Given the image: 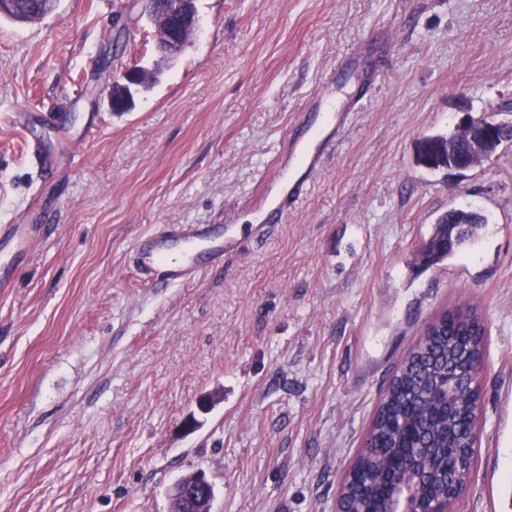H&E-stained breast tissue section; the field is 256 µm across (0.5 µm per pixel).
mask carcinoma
<instances>
[{"instance_id":"obj_1","label":"carcinoma","mask_w":512,"mask_h":512,"mask_svg":"<svg viewBox=\"0 0 512 512\" xmlns=\"http://www.w3.org/2000/svg\"><path fill=\"white\" fill-rule=\"evenodd\" d=\"M11 5V14L22 22L39 20L56 8L53 0H12ZM486 222L484 215L461 208L441 216L418 248L420 266L430 268L456 253L447 244L454 225H467L473 237ZM440 320L448 329L419 346L417 360L400 364L378 406L347 479L351 512H398L401 499L382 474L405 460L414 468L401 476L402 482L429 505L442 499L448 481L470 475L479 390L465 382V372L482 360V326L469 310L447 311Z\"/></svg>"}]
</instances>
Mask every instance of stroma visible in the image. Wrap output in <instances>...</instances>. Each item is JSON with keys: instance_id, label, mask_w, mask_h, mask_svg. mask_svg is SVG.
<instances>
[{"instance_id": "1", "label": "stroma", "mask_w": 512, "mask_h": 512, "mask_svg": "<svg viewBox=\"0 0 512 512\" xmlns=\"http://www.w3.org/2000/svg\"><path fill=\"white\" fill-rule=\"evenodd\" d=\"M158 77L146 0L0 17V512H168L204 470L212 512H337L408 351L447 310L484 332L478 454L455 512H512V142L457 175L415 162L460 110L512 124V0H196ZM148 70L132 108L104 89ZM376 72L373 87L358 71ZM349 108L285 222L250 218L308 101ZM451 208L488 218L440 265ZM167 224L232 225L237 251L156 288L132 249ZM213 408L181 423L200 397ZM450 217L451 223L455 225L448 224V214L442 215L434 225L430 237L418 248V260L422 268L427 269L437 265L456 253L458 248L450 245L447 246V241L453 238L455 246L458 247V243L461 241L466 230V227L460 226L456 228L452 236V231L456 224L465 223L464 225H467L469 232L468 238H471L475 237L483 224L487 222L484 215L461 208L450 214ZM25 240L20 236V224L0 225V286L9 284L15 255L25 247Z\"/></svg>"}]
</instances>
